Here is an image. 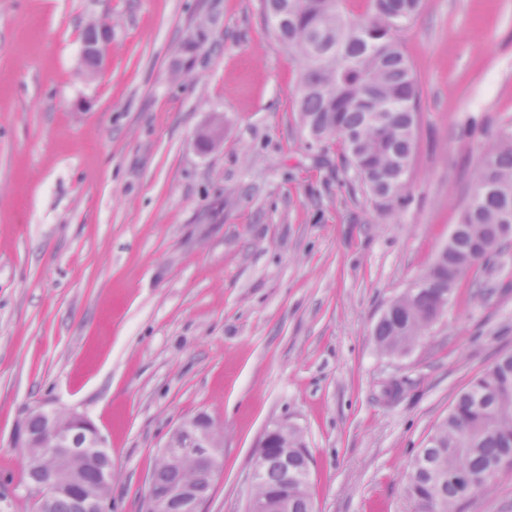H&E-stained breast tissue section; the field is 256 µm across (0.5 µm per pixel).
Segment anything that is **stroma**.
Returning a JSON list of instances; mask_svg holds the SVG:
<instances>
[{
  "instance_id": "obj_1",
  "label": "stroma",
  "mask_w": 512,
  "mask_h": 512,
  "mask_svg": "<svg viewBox=\"0 0 512 512\" xmlns=\"http://www.w3.org/2000/svg\"><path fill=\"white\" fill-rule=\"evenodd\" d=\"M103 17L92 78L82 32ZM399 37L417 147L383 201L303 131L301 64L261 0H0V512H33L13 437L37 404L104 437L109 512H146L162 448L200 414L222 434L200 512H245L278 424L308 452L314 512H412L418 450L512 352V247L406 351L374 332L512 127V0H422ZM462 512H512V468Z\"/></svg>"
}]
</instances>
